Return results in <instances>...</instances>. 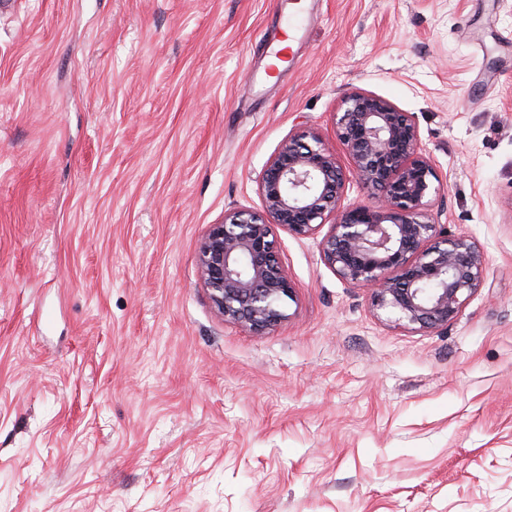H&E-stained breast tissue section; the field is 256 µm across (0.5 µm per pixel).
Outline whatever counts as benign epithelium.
Returning a JSON list of instances; mask_svg holds the SVG:
<instances>
[{"label": "benign epithelium", "mask_w": 512, "mask_h": 512, "mask_svg": "<svg viewBox=\"0 0 512 512\" xmlns=\"http://www.w3.org/2000/svg\"><path fill=\"white\" fill-rule=\"evenodd\" d=\"M334 126L349 167L312 132L290 138L260 180L265 215L228 209L200 241L197 268L215 315L255 334L285 321L293 286L273 228L307 236L328 223L321 259L342 281L371 289L372 306L399 322L448 326L481 286L483 259L432 212L438 175L413 117L384 97L351 91ZM349 172L373 201L344 204Z\"/></svg>", "instance_id": "obj_1"}]
</instances>
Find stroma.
<instances>
[{"label":"stroma","mask_w":512,"mask_h":512,"mask_svg":"<svg viewBox=\"0 0 512 512\" xmlns=\"http://www.w3.org/2000/svg\"><path fill=\"white\" fill-rule=\"evenodd\" d=\"M353 90L481 287L398 327L278 228L287 320L218 319L201 239ZM0 512H512V0H0Z\"/></svg>","instance_id":"1"}]
</instances>
